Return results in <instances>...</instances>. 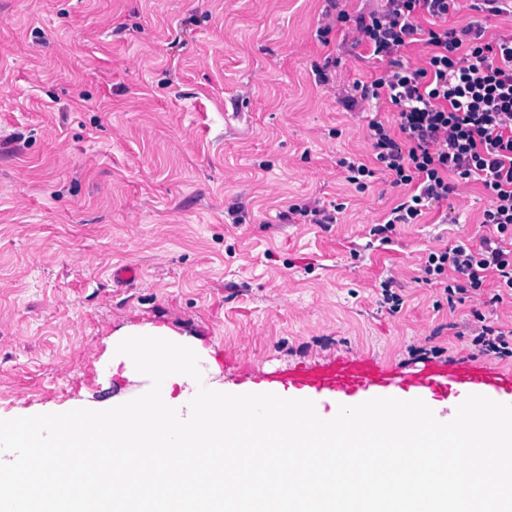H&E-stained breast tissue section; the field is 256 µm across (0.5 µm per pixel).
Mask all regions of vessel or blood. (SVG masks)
<instances>
[{
    "label": "vessel or blood",
    "mask_w": 512,
    "mask_h": 512,
    "mask_svg": "<svg viewBox=\"0 0 512 512\" xmlns=\"http://www.w3.org/2000/svg\"><path fill=\"white\" fill-rule=\"evenodd\" d=\"M267 392L327 406L356 405L375 397L419 398L430 408H447L449 396L483 395L512 404V370L492 364L408 369L355 354L322 364L301 363L270 372Z\"/></svg>",
    "instance_id": "obj_1"
}]
</instances>
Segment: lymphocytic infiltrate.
<instances>
[{"mask_svg":"<svg viewBox=\"0 0 512 512\" xmlns=\"http://www.w3.org/2000/svg\"><path fill=\"white\" fill-rule=\"evenodd\" d=\"M459 0H380L369 13L350 14L344 0H330L335 20L366 46L369 80L354 81L345 103L368 111L386 98L396 109L393 122L367 123L372 157L340 158L346 181L366 191L377 174L392 187L406 188L402 201L369 231L387 245L398 225L418 223L433 203L460 187L480 183L487 196L478 243L468 240L429 251L419 283L442 291L448 301L495 293L489 305L512 297V31L487 35L474 21L448 28L441 19ZM434 18L423 27L422 16ZM421 45L422 62L408 49ZM471 357L512 360V329L474 312L467 338Z\"/></svg>","mask_w":512,"mask_h":512,"instance_id":"obj_1","label":"lymphocytic infiltrate"}]
</instances>
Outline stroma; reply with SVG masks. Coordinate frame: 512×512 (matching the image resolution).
<instances>
[{
	"label": "stroma",
	"mask_w": 512,
	"mask_h": 512,
	"mask_svg": "<svg viewBox=\"0 0 512 512\" xmlns=\"http://www.w3.org/2000/svg\"><path fill=\"white\" fill-rule=\"evenodd\" d=\"M325 0H0V419L115 406L117 333L164 327L217 359L227 390L261 371L364 354L469 363L478 300L417 283L429 251L478 239L470 184L392 244L369 230L404 194L356 192L337 162L370 157L343 98L368 76ZM338 64L316 84L312 67ZM341 205L330 229L280 214ZM141 281L113 289L112 268ZM395 279L392 315L378 283Z\"/></svg>",
	"instance_id": "35a3bbf8"
}]
</instances>
